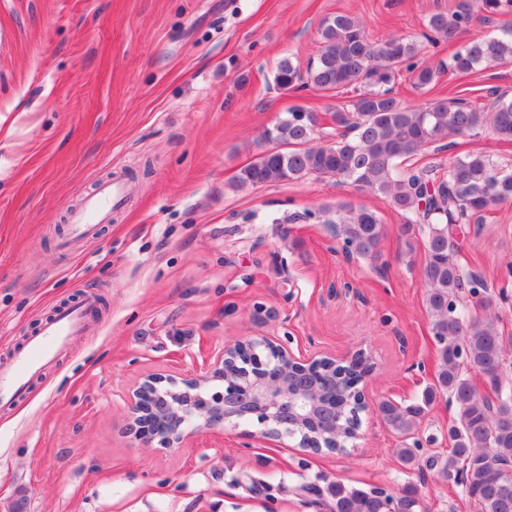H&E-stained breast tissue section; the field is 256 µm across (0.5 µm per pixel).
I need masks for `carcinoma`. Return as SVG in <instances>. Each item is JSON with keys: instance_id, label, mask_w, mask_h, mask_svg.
<instances>
[{"instance_id": "1", "label": "carcinoma", "mask_w": 512, "mask_h": 512, "mask_svg": "<svg viewBox=\"0 0 512 512\" xmlns=\"http://www.w3.org/2000/svg\"><path fill=\"white\" fill-rule=\"evenodd\" d=\"M511 14L512 0H481L479 8L475 0H454L448 11L429 16L426 39L438 47L457 40L480 17ZM418 56L419 45L412 39L391 35L375 43L358 18L346 13L326 17L315 58L302 70L292 56L282 57L274 80L285 91L352 90V99L333 117L344 132L322 136L317 113L301 105L289 108L264 131L268 148L240 170L236 187L327 178L390 201L401 217L399 233L408 250L414 239L424 243L425 306L438 369L421 401H383L378 410L402 439L396 455L412 468L419 459L408 440L436 396L448 395L457 407L448 428L451 448L446 458L430 457L427 465L461 486L478 512H512V358L503 347L500 317L486 282L453 259L462 228L512 203V172L484 153L453 155L446 165H409L413 156L438 142L483 129L512 142V97L499 94L481 110L460 98L409 107L393 93L402 71L413 74L423 90L446 71L464 75L511 63L512 23H503L494 36L464 43L437 66L420 63ZM306 218L339 225L347 254L373 262L381 257L384 225L376 211L342 204L309 211ZM474 375L486 393L478 392ZM310 491L328 512H422L411 488L361 489L338 480Z\"/></svg>"}]
</instances>
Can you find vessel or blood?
I'll return each instance as SVG.
<instances>
[{"instance_id":"1","label":"vessel or blood","mask_w":512,"mask_h":512,"mask_svg":"<svg viewBox=\"0 0 512 512\" xmlns=\"http://www.w3.org/2000/svg\"><path fill=\"white\" fill-rule=\"evenodd\" d=\"M124 195L125 188L121 183H100L86 197L82 207L71 213L68 241L93 239L100 225L110 220ZM98 304L96 294H86L80 304L58 310L41 324L11 363L7 367H0V403L11 402L25 395L32 378L49 367L74 337L83 334L88 316Z\"/></svg>"}]
</instances>
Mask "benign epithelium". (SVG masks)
I'll list each match as a JSON object with an SVG mask.
<instances>
[{
	"label": "benign epithelium",
	"instance_id": "7a95c632",
	"mask_svg": "<svg viewBox=\"0 0 512 512\" xmlns=\"http://www.w3.org/2000/svg\"><path fill=\"white\" fill-rule=\"evenodd\" d=\"M362 354L337 357L295 353L268 336L224 344L204 374L177 379L156 374L129 397L128 410L141 444L181 448L196 434L255 422L262 439L298 438L302 450L336 442V389L312 382L310 369L325 361L341 364Z\"/></svg>",
	"mask_w": 512,
	"mask_h": 512
}]
</instances>
